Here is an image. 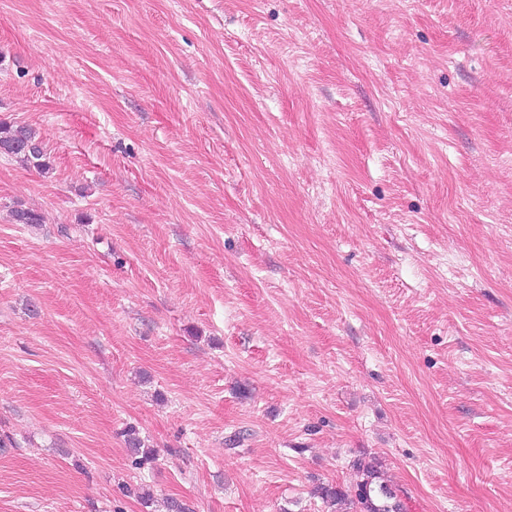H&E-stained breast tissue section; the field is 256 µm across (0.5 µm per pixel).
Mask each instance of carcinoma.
<instances>
[{"label":"carcinoma","instance_id":"cac0c4a2","mask_svg":"<svg viewBox=\"0 0 512 512\" xmlns=\"http://www.w3.org/2000/svg\"><path fill=\"white\" fill-rule=\"evenodd\" d=\"M0 155L14 157L20 162L47 173L51 169L42 140L35 130L27 126H13L0 123ZM14 223L35 226L42 223V216L37 211L17 206L11 210ZM133 463L142 468L154 460V452L143 447L142 441L128 434ZM356 469L360 480L356 483L354 493L349 494L333 486L320 487L321 498L334 505L355 508V512H404V506L397 499L395 492L388 485L377 481V469L373 462H359Z\"/></svg>","mask_w":512,"mask_h":512}]
</instances>
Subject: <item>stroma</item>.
Instances as JSON below:
<instances>
[{
	"mask_svg": "<svg viewBox=\"0 0 512 512\" xmlns=\"http://www.w3.org/2000/svg\"><path fill=\"white\" fill-rule=\"evenodd\" d=\"M0 122V512H512V0H0ZM0 155L19 159L40 173H48L51 169L40 136L27 126L0 123ZM356 469L361 479L356 483L354 494H349L333 486L320 487L322 499L332 505L346 506L345 510L355 508V512H403L404 506L397 499L395 492L388 485L379 483L376 479L377 469L374 462L360 461ZM348 506V507H347Z\"/></svg>",
	"mask_w": 512,
	"mask_h": 512,
	"instance_id": "35a3bbf8",
	"label": "stroma"
}]
</instances>
